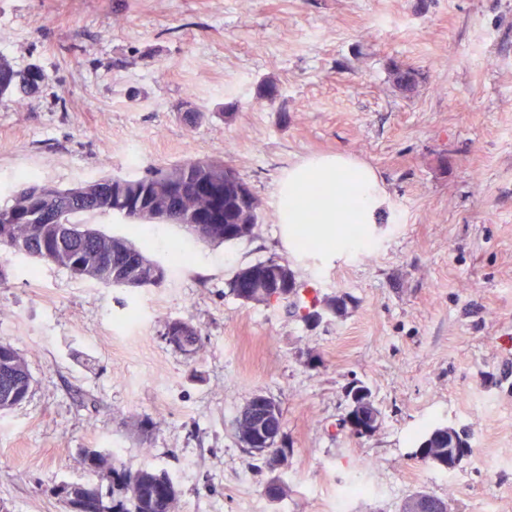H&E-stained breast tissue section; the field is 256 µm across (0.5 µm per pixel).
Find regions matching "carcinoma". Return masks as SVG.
Masks as SVG:
<instances>
[{
  "label": "carcinoma",
  "mask_w": 512,
  "mask_h": 512,
  "mask_svg": "<svg viewBox=\"0 0 512 512\" xmlns=\"http://www.w3.org/2000/svg\"><path fill=\"white\" fill-rule=\"evenodd\" d=\"M44 81L41 70L14 68L0 55V100L12 99L39 87ZM140 224H175L196 240L211 244H235L242 237L224 235V227L261 223V202L256 195L244 200L232 186L225 185L224 161L187 157L156 165L143 176L108 175L77 187L59 189L42 185L30 176L17 179L10 203L0 207V245L15 253L32 257L65 269L76 279L104 285L125 282L161 285L166 269L149 258L143 249L126 237L114 236L87 223L94 216H116ZM320 224H301L298 245L318 242ZM287 263L267 259L252 264V282L241 284L233 273L228 282L230 293L244 303L271 304L281 269ZM178 321L166 322L171 341L187 354L199 351L198 330L188 322L178 329ZM32 375L28 364L16 366L0 357V413L3 414L28 398ZM238 439L249 445L247 435L260 432L259 420L247 412L234 420ZM472 454L468 435L447 425L427 429L417 440L414 455L429 466L448 472ZM83 464L91 471L108 470L112 490L98 492L100 507L94 512H177L178 498L153 492L171 482L163 472H130L110 462V456L89 450Z\"/></svg>",
  "instance_id": "1"
}]
</instances>
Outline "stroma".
Here are the masks:
<instances>
[{
    "mask_svg": "<svg viewBox=\"0 0 512 512\" xmlns=\"http://www.w3.org/2000/svg\"><path fill=\"white\" fill-rule=\"evenodd\" d=\"M0 54L45 76L0 102V205L21 174L65 189L189 156L227 162L262 202L233 245L93 217L166 268L157 287L0 248V338L34 378L0 415V512H71V486L109 489L90 449L165 472L179 512H398L421 489L448 512H512V0H0ZM336 153L377 172L390 221L364 249L300 251L279 187ZM271 257L296 303L230 295L235 268ZM334 296L340 315L303 320ZM170 320L197 328L198 354L166 341ZM353 382L381 412L373 436L339 426ZM256 394L283 413L273 470L233 429ZM435 424L473 448L447 475L413 456ZM352 483L366 493L341 498Z\"/></svg>",
    "mask_w": 512,
    "mask_h": 512,
    "instance_id": "obj_1",
    "label": "stroma"
}]
</instances>
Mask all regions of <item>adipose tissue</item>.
<instances>
[{"label": "adipose tissue", "instance_id": "adipose-tissue-1", "mask_svg": "<svg viewBox=\"0 0 512 512\" xmlns=\"http://www.w3.org/2000/svg\"><path fill=\"white\" fill-rule=\"evenodd\" d=\"M355 206H348V197ZM279 221L305 223L310 213L319 221L333 225V238L322 248L331 251L352 245L346 225L374 226L382 223L385 195L377 174L345 154L310 159L289 170L279 189Z\"/></svg>", "mask_w": 512, "mask_h": 512}]
</instances>
